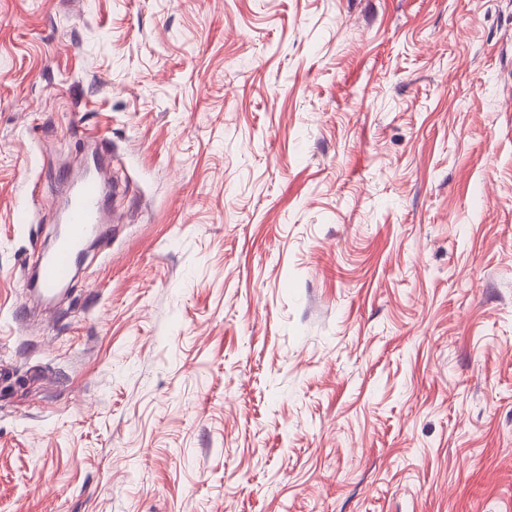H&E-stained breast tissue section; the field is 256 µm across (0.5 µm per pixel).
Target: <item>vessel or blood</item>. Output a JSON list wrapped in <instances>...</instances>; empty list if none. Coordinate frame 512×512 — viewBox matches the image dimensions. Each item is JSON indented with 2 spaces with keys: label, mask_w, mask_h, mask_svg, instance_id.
<instances>
[{
  "label": "vessel or blood",
  "mask_w": 512,
  "mask_h": 512,
  "mask_svg": "<svg viewBox=\"0 0 512 512\" xmlns=\"http://www.w3.org/2000/svg\"><path fill=\"white\" fill-rule=\"evenodd\" d=\"M103 169L81 178L73 187L63 221L68 226L50 252L41 258L37 270L38 285L45 297H52L69 284L78 256V249L90 238L102 221Z\"/></svg>",
  "instance_id": "b4317fda"
}]
</instances>
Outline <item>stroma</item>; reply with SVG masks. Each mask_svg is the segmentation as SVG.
<instances>
[{
    "label": "stroma",
    "mask_w": 512,
    "mask_h": 512,
    "mask_svg": "<svg viewBox=\"0 0 512 512\" xmlns=\"http://www.w3.org/2000/svg\"><path fill=\"white\" fill-rule=\"evenodd\" d=\"M0 512H512V0H0ZM104 180V169L98 166L95 173L73 186L62 219L68 224L67 233L42 256L37 270L38 285L47 298L69 284L79 247L96 232L97 224H102Z\"/></svg>",
    "instance_id": "35a3bbf8"
}]
</instances>
